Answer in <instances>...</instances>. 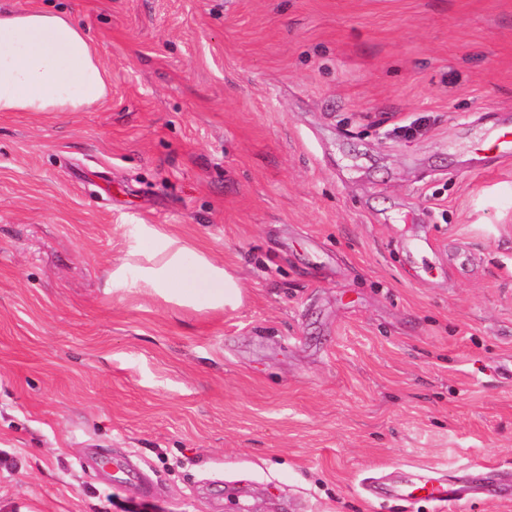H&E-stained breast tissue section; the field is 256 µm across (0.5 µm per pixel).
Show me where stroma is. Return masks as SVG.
<instances>
[{
	"label": "stroma",
	"instance_id": "1",
	"mask_svg": "<svg viewBox=\"0 0 512 512\" xmlns=\"http://www.w3.org/2000/svg\"><path fill=\"white\" fill-rule=\"evenodd\" d=\"M49 2L112 92L0 113V512H436L364 483L512 471V157L477 149L512 0ZM147 224L242 305L143 288Z\"/></svg>",
	"mask_w": 512,
	"mask_h": 512
}]
</instances>
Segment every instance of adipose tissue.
I'll return each instance as SVG.
<instances>
[{
	"instance_id": "1",
	"label": "adipose tissue",
	"mask_w": 512,
	"mask_h": 512,
	"mask_svg": "<svg viewBox=\"0 0 512 512\" xmlns=\"http://www.w3.org/2000/svg\"><path fill=\"white\" fill-rule=\"evenodd\" d=\"M110 93L108 72L70 15L42 0L22 10L0 4V113L84 112ZM133 252L147 257L144 281L166 301L211 311L242 303L223 262L163 228L148 226Z\"/></svg>"
}]
</instances>
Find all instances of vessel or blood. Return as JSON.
<instances>
[{"instance_id": "vessel-or-blood-1", "label": "vessel or blood", "mask_w": 512, "mask_h": 512, "mask_svg": "<svg viewBox=\"0 0 512 512\" xmlns=\"http://www.w3.org/2000/svg\"><path fill=\"white\" fill-rule=\"evenodd\" d=\"M479 149L501 156H512V128L499 129L491 138L482 142ZM471 494L487 499L512 495V476L488 473L477 482L465 486L454 479L429 477L395 490V496L398 499L426 501L437 505L456 501Z\"/></svg>"}]
</instances>
